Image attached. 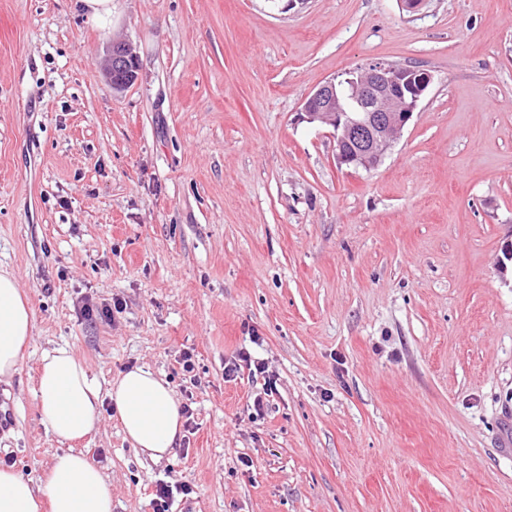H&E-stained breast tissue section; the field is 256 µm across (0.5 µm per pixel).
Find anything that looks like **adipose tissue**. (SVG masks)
Instances as JSON below:
<instances>
[{"instance_id":"ef3b65f1","label":"adipose tissue","mask_w":512,"mask_h":512,"mask_svg":"<svg viewBox=\"0 0 512 512\" xmlns=\"http://www.w3.org/2000/svg\"><path fill=\"white\" fill-rule=\"evenodd\" d=\"M32 333L27 299L16 278L0 271V380L17 372ZM36 396L41 423L62 440L89 434L103 399H110L126 439L153 459L173 452L183 425L180 404L158 373L132 367L104 393L85 363L64 347L43 354ZM0 512H112V490L96 464L67 451L56 456L41 488L0 467Z\"/></svg>"}]
</instances>
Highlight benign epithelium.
<instances>
[{
    "mask_svg": "<svg viewBox=\"0 0 512 512\" xmlns=\"http://www.w3.org/2000/svg\"><path fill=\"white\" fill-rule=\"evenodd\" d=\"M138 68L130 45H112L106 65L112 88L132 83ZM431 81L418 67L373 62L314 88L303 100V112L308 122L331 129L339 164L371 171L392 150Z\"/></svg>",
    "mask_w": 512,
    "mask_h": 512,
    "instance_id": "7a95c632",
    "label": "benign epithelium"
}]
</instances>
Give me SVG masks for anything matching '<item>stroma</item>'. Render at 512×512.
Returning <instances> with one entry per match:
<instances>
[{
    "label": "stroma",
    "mask_w": 512,
    "mask_h": 512,
    "mask_svg": "<svg viewBox=\"0 0 512 512\" xmlns=\"http://www.w3.org/2000/svg\"><path fill=\"white\" fill-rule=\"evenodd\" d=\"M373 61L432 82L368 172L300 112ZM511 239L512 0H112L94 23L0 0V269L34 324L0 461L34 483L71 448L112 512H153L160 480L192 484L177 512H512ZM57 347L104 391L161 373L193 410L174 452H136L107 404L82 440L48 432ZM243 348L277 380L259 413L263 379H224ZM138 68V56L129 44L116 43L112 45L106 65L112 88L120 91L132 83L136 78Z\"/></svg>",
    "instance_id": "35a3bbf8"
}]
</instances>
